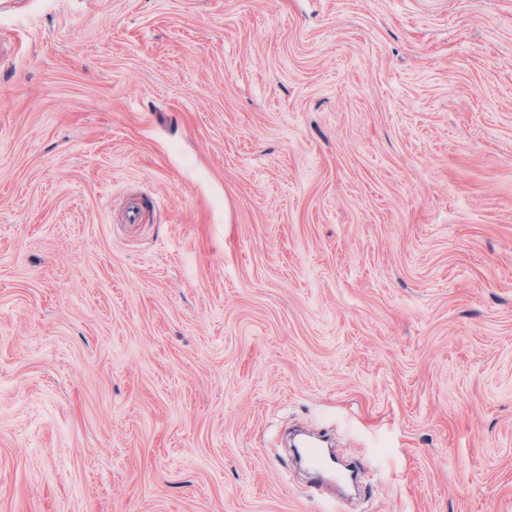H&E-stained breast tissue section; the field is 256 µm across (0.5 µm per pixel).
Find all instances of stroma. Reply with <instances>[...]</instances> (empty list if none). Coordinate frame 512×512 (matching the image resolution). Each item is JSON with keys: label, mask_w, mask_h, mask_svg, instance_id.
Instances as JSON below:
<instances>
[{"label": "stroma", "mask_w": 512, "mask_h": 512, "mask_svg": "<svg viewBox=\"0 0 512 512\" xmlns=\"http://www.w3.org/2000/svg\"><path fill=\"white\" fill-rule=\"evenodd\" d=\"M0 512H512V0H0ZM307 459L309 470L317 481H325L328 474L336 473V463H332L318 448L312 449Z\"/></svg>", "instance_id": "obj_1"}]
</instances>
